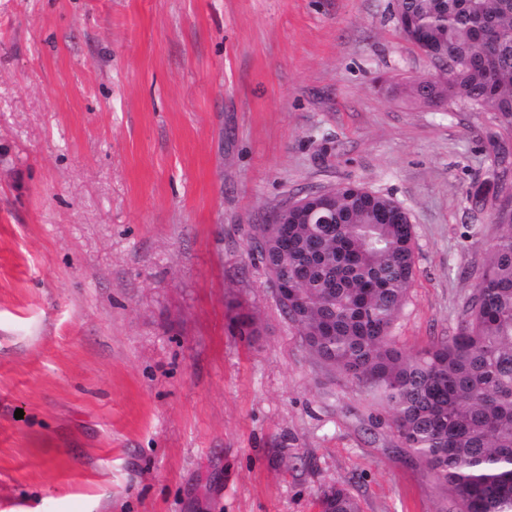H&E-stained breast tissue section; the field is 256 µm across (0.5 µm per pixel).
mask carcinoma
Instances as JSON below:
<instances>
[{
  "label": "carcinoma",
  "mask_w": 512,
  "mask_h": 512,
  "mask_svg": "<svg viewBox=\"0 0 512 512\" xmlns=\"http://www.w3.org/2000/svg\"><path fill=\"white\" fill-rule=\"evenodd\" d=\"M412 43L450 80L400 86L414 104L482 112L497 100L492 143L512 134V0H395ZM512 154L496 150L469 197L499 196ZM288 245L254 226L250 245L271 277L294 289L279 303L308 351L380 400L401 447L421 461L456 512H512V211H494L499 233L452 336L407 354L392 328L415 273L409 212L391 196L344 184L308 195L277 215ZM321 512H362L341 483Z\"/></svg>",
  "instance_id": "cac0c4a2"
}]
</instances>
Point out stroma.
Masks as SVG:
<instances>
[{
  "label": "stroma",
  "instance_id": "1",
  "mask_svg": "<svg viewBox=\"0 0 512 512\" xmlns=\"http://www.w3.org/2000/svg\"><path fill=\"white\" fill-rule=\"evenodd\" d=\"M434 70L393 0H0V512H452L250 251L284 201L389 195L392 334L456 333L495 124L396 93ZM321 512H362L357 497L341 483L329 485L319 496Z\"/></svg>",
  "mask_w": 512,
  "mask_h": 512
}]
</instances>
